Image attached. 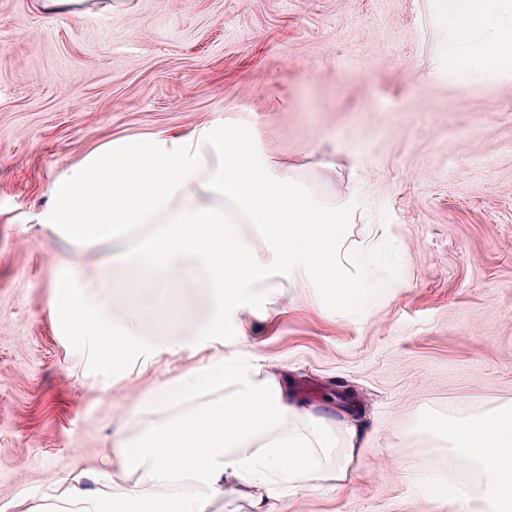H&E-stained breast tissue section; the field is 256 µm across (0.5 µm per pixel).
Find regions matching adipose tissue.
Wrapping results in <instances>:
<instances>
[{
	"label": "adipose tissue",
	"instance_id": "1",
	"mask_svg": "<svg viewBox=\"0 0 512 512\" xmlns=\"http://www.w3.org/2000/svg\"><path fill=\"white\" fill-rule=\"evenodd\" d=\"M496 0H448V62L473 54L492 75L512 72V24ZM486 35L473 48L471 28ZM44 221L77 252L107 246L102 266L113 297L127 310L113 320L94 286L68 289L55 311L93 340L96 359L122 367L131 341L224 333V315L261 317L287 295L336 317L370 310L384 296L358 258L343 257L346 229L359 207L354 193L318 197L293 165L265 160L243 129L201 125L101 145L52 188ZM278 275L280 286L268 283ZM199 284L194 298L186 283ZM165 287L166 299L145 310L135 291ZM227 388L223 402L182 411L208 388ZM156 415L139 440L124 444L112 468L137 475L157 495L123 507L109 493L61 484L42 512H210L215 498L235 496L251 512H275L283 501L352 488L353 463L372 449L353 419L295 400L283 375L264 365L221 357L159 388ZM428 429L457 462L478 475L477 486L447 475L402 467L404 482L431 487L452 512H512V402L466 417L438 416Z\"/></svg>",
	"mask_w": 512,
	"mask_h": 512
}]
</instances>
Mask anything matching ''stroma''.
Here are the masks:
<instances>
[{
  "mask_svg": "<svg viewBox=\"0 0 512 512\" xmlns=\"http://www.w3.org/2000/svg\"><path fill=\"white\" fill-rule=\"evenodd\" d=\"M108 2L0 0V512H35L68 473L96 488L152 426L147 395L215 354L276 366L382 447L353 491L278 512H449L397 469L474 482L422 421L512 400V74L449 66L447 0ZM207 123L252 127L322 196L359 188L348 241L379 225L392 291L356 319L283 300L243 336L228 313L223 335L134 344L111 369L50 310L70 259L41 222L51 184L109 141Z\"/></svg>",
  "mask_w": 512,
  "mask_h": 512,
  "instance_id": "stroma-1",
  "label": "stroma"
}]
</instances>
